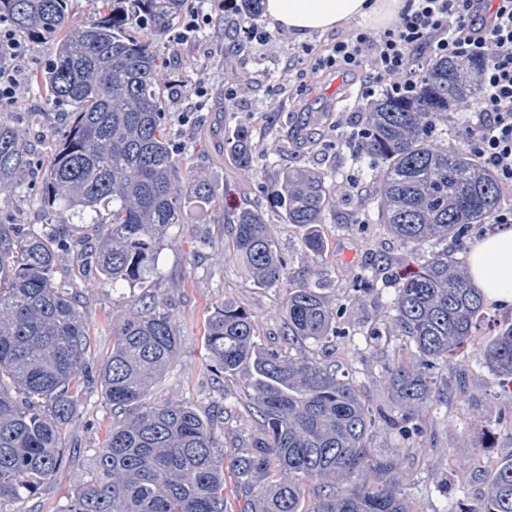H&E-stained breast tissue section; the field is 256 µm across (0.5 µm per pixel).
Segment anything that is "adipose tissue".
<instances>
[{
    "mask_svg": "<svg viewBox=\"0 0 512 512\" xmlns=\"http://www.w3.org/2000/svg\"><path fill=\"white\" fill-rule=\"evenodd\" d=\"M406 0H266V13L297 37L340 29L355 21L379 27L404 8ZM468 270L486 301L512 304V225L500 224L470 247Z\"/></svg>",
    "mask_w": 512,
    "mask_h": 512,
    "instance_id": "1",
    "label": "adipose tissue"
}]
</instances>
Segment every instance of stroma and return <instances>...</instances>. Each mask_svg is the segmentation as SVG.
Returning a JSON list of instances; mask_svg holds the SVG:
<instances>
[{"instance_id":"obj_1","label":"stroma","mask_w":512,"mask_h":512,"mask_svg":"<svg viewBox=\"0 0 512 512\" xmlns=\"http://www.w3.org/2000/svg\"><path fill=\"white\" fill-rule=\"evenodd\" d=\"M251 29L250 35L240 37L235 17L229 14L188 38L169 34L158 43L165 82L178 86L167 94L166 133L182 145L188 165L214 183L215 203L188 212L184 223L168 231L157 247L158 272L144 283L102 285L85 276L79 260L71 256L55 274L57 284L77 294L90 355L98 360L112 348L113 320L150 298L164 304L176 322L179 346L148 398L155 403L181 401L201 415L216 416V432L228 455L235 452L241 436L257 432L258 423L244 404V373L218 377L209 372L206 320L223 300H235L255 316L258 344L280 348L284 291L256 287L241 266L225 261V216L244 207L262 210L288 261L290 276L301 279L306 268L302 229L284 223L263 185L244 178L235 166L227 141L237 128H249L258 165H301L326 173L337 201L323 224L322 265L332 280L331 295L346 304L347 311L337 320L335 346L306 343L301 351L316 359L332 355L342 361L367 402L386 417L401 415L385 386L387 369L411 357L413 350L376 315L393 302L399 279L422 260L413 245L395 239L376 221L371 173L366 162L356 158L352 139L361 128L359 78L319 70L303 54L307 48L324 52L337 35H352L354 26L298 39L262 15ZM47 58L44 45L28 42L17 95L13 102L0 105V119L18 127L37 146L64 130L63 115L46 102L30 78ZM272 112L277 115L273 122L268 119ZM303 120L312 132L309 144L267 154L275 138ZM41 175V169L30 170L18 188L0 194L1 223H45ZM359 200L367 218L355 224L350 214ZM509 323L512 306L486 304L478 336L438 370L437 396L420 433L404 438L385 420L375 423L367 441L370 454L395 456L406 476L405 493L422 512H456L461 502L478 505L486 486L473 482L471 472L491 475L501 459L512 455V396L482 355L485 343ZM111 423L112 409L100 388L84 390L78 415L64 434V466L28 501L30 512H64L75 485L95 475L96 451Z\"/></svg>"}]
</instances>
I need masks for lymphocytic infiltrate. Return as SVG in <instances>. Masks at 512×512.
I'll list each match as a JSON object with an SVG mask.
<instances>
[{
	"instance_id": "f902f5d3",
	"label": "lymphocytic infiltrate",
	"mask_w": 512,
	"mask_h": 512,
	"mask_svg": "<svg viewBox=\"0 0 512 512\" xmlns=\"http://www.w3.org/2000/svg\"><path fill=\"white\" fill-rule=\"evenodd\" d=\"M424 50L435 58L490 53L480 75L475 126L464 145L503 188L512 189V0H409L390 26L337 38L314 65L339 72L369 69L366 96H373L375 83L381 82L390 94L407 97L418 83L410 64ZM24 56L14 31L0 22V104L14 100L19 87L15 63Z\"/></svg>"
}]
</instances>
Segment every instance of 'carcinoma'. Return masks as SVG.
<instances>
[{"label":"carcinoma","instance_id":"carcinoma-1","mask_svg":"<svg viewBox=\"0 0 512 512\" xmlns=\"http://www.w3.org/2000/svg\"><path fill=\"white\" fill-rule=\"evenodd\" d=\"M188 0H100L98 13L76 25L68 0H0V20L45 45L47 64L34 77L47 102L66 111L62 137L44 144L47 201L41 227L0 224V501H26L63 464L61 436L74 420L83 388L97 384L114 419L97 449L95 476L79 484L63 512H229L224 472L234 476L239 512H419L392 459L373 460L369 404L341 365L293 353L303 342L330 343L343 307L325 292V242L318 226L336 210L326 176L292 168L275 179L255 165L249 131L229 142L235 163L263 179L273 208L304 231L307 277L288 284L265 215L243 208L228 217L224 259L245 268L259 288H283L284 350H262L255 317L226 299L209 316L205 342L219 374L247 370L248 408L260 424L230 458L214 420L181 402L152 403L148 394L177 351L170 313L152 301L112 322V350L94 369L86 362V322L76 296L55 283L61 259L79 245L81 224L108 232L81 260L105 284L143 283L154 272L156 246L191 207L212 205L215 186L194 180L182 147L166 136L164 60L157 41L173 30ZM264 0H237L238 23ZM488 58H436L415 94L387 93L360 107L356 151L369 160L378 222L401 242L427 251L399 282L380 313L414 357L388 370L401 420L415 431L435 393L432 371L472 341L484 298L448 240L466 238L500 209L494 175L462 145L438 141L448 113L477 104L476 75ZM36 150L0 120V192L17 185ZM487 365L512 383V325L483 348ZM512 512V456L501 460L477 508Z\"/></svg>","mask_w":512,"mask_h":512}]
</instances>
